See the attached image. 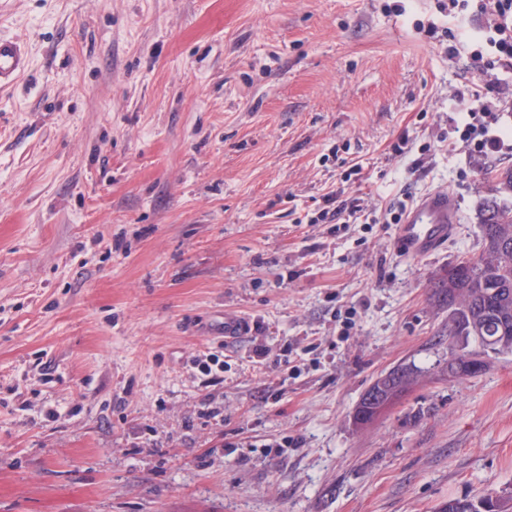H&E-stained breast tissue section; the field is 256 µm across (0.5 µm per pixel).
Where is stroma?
Wrapping results in <instances>:
<instances>
[{"instance_id": "35a3bbf8", "label": "stroma", "mask_w": 512, "mask_h": 512, "mask_svg": "<svg viewBox=\"0 0 512 512\" xmlns=\"http://www.w3.org/2000/svg\"><path fill=\"white\" fill-rule=\"evenodd\" d=\"M447 0H0V512H434L512 491V354L448 378L433 277L482 249L448 109L512 128ZM408 138L405 154L391 152ZM447 190L408 259L324 198ZM254 320L224 341V317ZM270 354L251 362L255 345ZM218 354L223 380L194 366ZM419 382L372 424L381 374ZM26 69L23 47L16 41L0 39V86L22 75Z\"/></svg>"}]
</instances>
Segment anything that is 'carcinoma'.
Returning a JSON list of instances; mask_svg holds the SVG:
<instances>
[{"label": "carcinoma", "mask_w": 512, "mask_h": 512, "mask_svg": "<svg viewBox=\"0 0 512 512\" xmlns=\"http://www.w3.org/2000/svg\"><path fill=\"white\" fill-rule=\"evenodd\" d=\"M489 185L480 218L482 249L476 257L456 262L453 274L434 283L435 296L448 307V355L456 354L457 342L467 354L481 357L492 350L512 353V208L501 198L512 194V168L488 170ZM416 379L403 372L402 380L385 396L392 404Z\"/></svg>", "instance_id": "carcinoma-1"}]
</instances>
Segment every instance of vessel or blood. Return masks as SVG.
<instances>
[{
    "mask_svg": "<svg viewBox=\"0 0 512 512\" xmlns=\"http://www.w3.org/2000/svg\"><path fill=\"white\" fill-rule=\"evenodd\" d=\"M27 69L23 47L16 41L0 39V86ZM456 215L448 191L436 190L423 196L399 225L396 247L405 257H424L448 239Z\"/></svg>",
    "mask_w": 512,
    "mask_h": 512,
    "instance_id": "1",
    "label": "vessel or blood"
}]
</instances>
